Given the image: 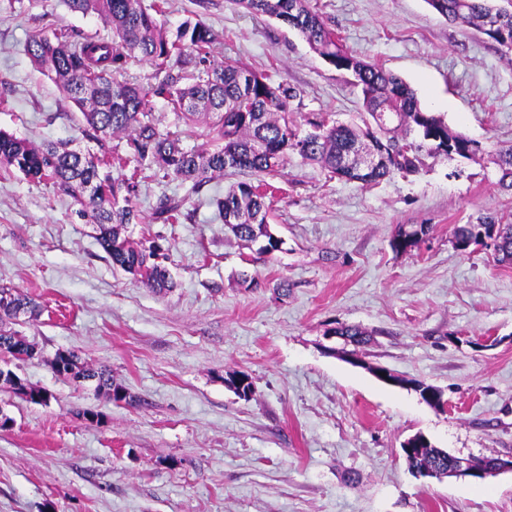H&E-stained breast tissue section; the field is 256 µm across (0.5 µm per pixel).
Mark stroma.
Wrapping results in <instances>:
<instances>
[{
    "mask_svg": "<svg viewBox=\"0 0 512 512\" xmlns=\"http://www.w3.org/2000/svg\"><path fill=\"white\" fill-rule=\"evenodd\" d=\"M318 5L350 51L406 82L478 144L475 156L431 158L370 187L289 158L271 179L269 227L284 241L271 254L226 233L211 205L237 174L196 192L147 181L128 234L166 248L175 286L165 294L113 267L60 188L0 171V284L42 308L14 325L39 358L2 355L0 368L50 397L34 404L0 383L12 420L0 430V512H512L511 473L425 482L401 452L420 433L459 457L512 456V265L452 243L455 225L512 221L495 164L512 148V64L426 0ZM188 19L213 30L222 57L297 87L298 124L360 121L353 77L297 32L234 0H169L168 27ZM52 24L106 31L65 0H0V130L36 145L83 140L80 112L26 53L29 35ZM166 196L190 219L156 221ZM422 225L417 247L393 250L398 229ZM340 326L370 336L355 361L331 334ZM61 351L111 368L132 403L55 373ZM377 367L437 387L444 407L382 382ZM238 374L249 397L229 385Z\"/></svg>",
    "mask_w": 512,
    "mask_h": 512,
    "instance_id": "35a3bbf8",
    "label": "stroma"
}]
</instances>
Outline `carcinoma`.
<instances>
[{
    "label": "carcinoma",
    "mask_w": 512,
    "mask_h": 512,
    "mask_svg": "<svg viewBox=\"0 0 512 512\" xmlns=\"http://www.w3.org/2000/svg\"><path fill=\"white\" fill-rule=\"evenodd\" d=\"M254 15L278 20L298 32L313 52L338 70L351 73L360 89L365 112L363 125L331 123L324 116L309 121L313 132L302 134L293 119L301 108L300 92L293 86L273 83L261 72L229 59H217L218 39L201 20H187L171 34L159 16L167 0H158L149 13L142 0H66L70 11L98 16L109 29L107 38L79 36L67 29L40 30L32 34L26 52L32 64L51 78L82 115L83 137L98 151L49 143L41 147L0 131V170L17 171L37 182H50L84 206L92 207L98 224L97 240L112 266L134 276L158 293L173 288L168 269L156 261L161 246L149 238L137 244L122 235L128 224H137L140 211L139 173L112 175V164L125 163L109 145L114 138H128L138 162L155 168L160 179L192 183V189L228 170L248 173L253 181H240L215 199L224 227L234 236L255 241L267 238L265 252L278 250L269 224L270 197L267 176L288 162V156L316 161L332 176L364 186L379 183L391 173H416L428 157L459 153L467 138L451 132L444 120L425 111L414 92L382 66L368 63L349 51L342 38L324 20L313 0H234ZM448 22L473 29L498 44L502 57L512 63V9L499 13L496 31L485 29L491 0H426ZM148 62L155 83L148 87L124 77L130 58ZM163 99L185 125L183 131H159L152 117V99ZM207 128L209 140L197 149L182 146V134L198 125ZM417 133L420 142L408 141ZM375 149L381 160L364 168L357 158ZM499 185L512 190V149L499 153ZM183 200L166 197L155 219L179 222ZM424 229L401 231L391 246L402 251L417 246ZM493 241L495 258L512 264V222L493 215L476 224L454 227L453 239L468 246ZM25 316L34 320L38 305L18 288L0 286V322ZM334 334L358 347L366 334L353 326ZM36 346L18 332L0 325V354L20 360L33 356ZM55 372L76 382L91 379L95 389L111 400L130 401L105 365L92 367L73 352L58 353ZM418 470L448 468V451L429 444L408 462Z\"/></svg>",
    "instance_id": "1"
}]
</instances>
